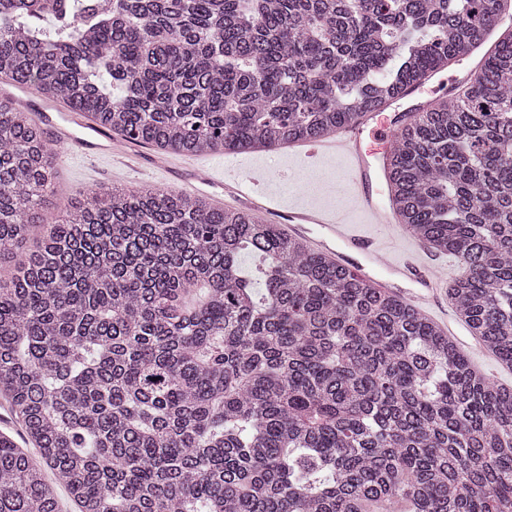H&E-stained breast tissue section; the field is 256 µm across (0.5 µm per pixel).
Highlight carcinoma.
<instances>
[{
    "label": "carcinoma",
    "instance_id": "1",
    "mask_svg": "<svg viewBox=\"0 0 512 512\" xmlns=\"http://www.w3.org/2000/svg\"><path fill=\"white\" fill-rule=\"evenodd\" d=\"M512 0H0V77L163 154L330 134L469 55ZM109 76L105 82L103 76ZM56 151L0 101V512H512V388L276 224L97 187L43 228ZM389 200L459 257L512 368V36L414 115Z\"/></svg>",
    "mask_w": 512,
    "mask_h": 512
}]
</instances>
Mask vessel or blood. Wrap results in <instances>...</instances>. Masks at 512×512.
<instances>
[{
  "label": "vessel or blood",
  "mask_w": 512,
  "mask_h": 512,
  "mask_svg": "<svg viewBox=\"0 0 512 512\" xmlns=\"http://www.w3.org/2000/svg\"><path fill=\"white\" fill-rule=\"evenodd\" d=\"M39 121L48 127L57 142L76 146L85 156L113 160L112 137L79 114H57L41 109ZM401 123L383 119L381 111L366 112L335 133L308 142L303 154L312 163L323 155L333 154L347 162L346 178L352 188V203L361 220H353L344 205L330 207L297 206L281 212L265 185L268 175L261 170L244 172L204 168L198 171L199 183L221 188L232 198L247 203L252 211L265 215L284 213L287 232L306 238L314 250L324 252L341 268L358 277H369L374 288L400 296L419 306L433 301L443 279L435 265L422 262L426 247L415 244L411 249L394 254L378 246L361 231V224H396L397 218L388 207L384 185L387 180L385 159L370 152L365 139L395 144Z\"/></svg>",
  "instance_id": "b4317fda"
}]
</instances>
